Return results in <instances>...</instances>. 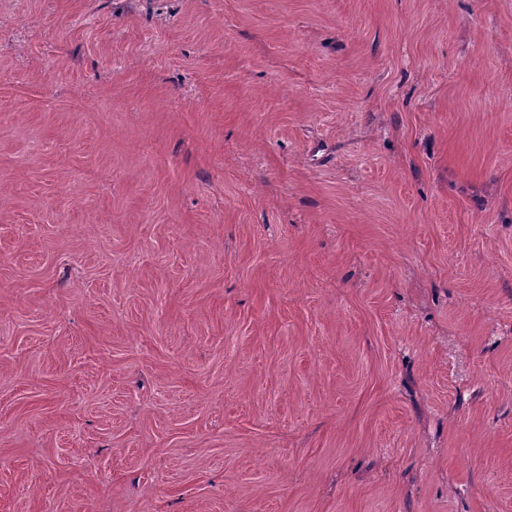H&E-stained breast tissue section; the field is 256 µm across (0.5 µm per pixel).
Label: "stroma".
<instances>
[{
    "instance_id": "1",
    "label": "stroma",
    "mask_w": 512,
    "mask_h": 512,
    "mask_svg": "<svg viewBox=\"0 0 512 512\" xmlns=\"http://www.w3.org/2000/svg\"><path fill=\"white\" fill-rule=\"evenodd\" d=\"M0 512H512V0H0Z\"/></svg>"
}]
</instances>
